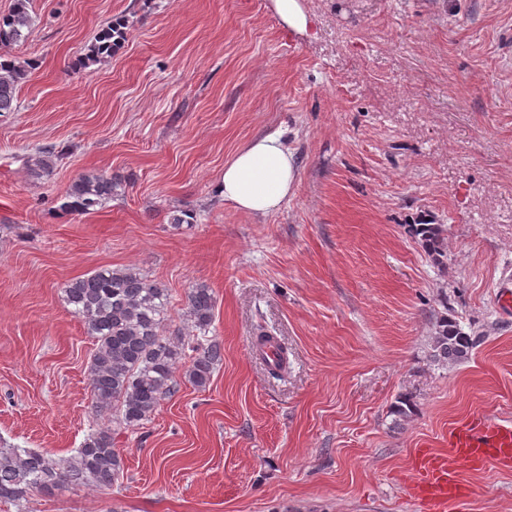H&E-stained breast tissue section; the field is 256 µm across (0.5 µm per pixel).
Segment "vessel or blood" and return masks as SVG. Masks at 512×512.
Segmentation results:
<instances>
[{
	"mask_svg": "<svg viewBox=\"0 0 512 512\" xmlns=\"http://www.w3.org/2000/svg\"><path fill=\"white\" fill-rule=\"evenodd\" d=\"M452 457L474 469L489 462L512 468V422L466 420L449 430L447 452L428 448L417 451L407 494L423 512H447L449 504L468 495L469 488L459 472L448 464Z\"/></svg>",
	"mask_w": 512,
	"mask_h": 512,
	"instance_id": "vessel-or-blood-1",
	"label": "vessel or blood"
}]
</instances>
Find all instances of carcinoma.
I'll return each instance as SVG.
<instances>
[{"label":"carcinoma","mask_w":512,"mask_h":512,"mask_svg":"<svg viewBox=\"0 0 512 512\" xmlns=\"http://www.w3.org/2000/svg\"><path fill=\"white\" fill-rule=\"evenodd\" d=\"M30 0H14L11 10L0 15V47L27 37L32 16ZM127 38V22L117 18L102 28L86 59L111 55ZM37 63L33 59L0 56V114L18 107L21 84ZM66 154L53 145L38 147L27 157L29 174L39 177ZM122 186L117 175L80 174L68 186L60 210L64 214H89L116 195ZM411 233L421 237L429 253L444 254L442 230L437 224H414ZM63 300L83 321L95 341L88 374L92 406L96 413L112 412L115 423L137 429L175 393L176 373L182 372L194 386L203 388L215 366L222 362L221 343L208 338L215 297L210 288L197 284L189 289L183 312L185 331L164 335L168 293L159 283L135 268L102 267L68 281ZM478 336L446 317L439 320L431 338L433 357L446 364L469 359ZM195 356L183 365L185 347ZM124 462L112 448V431L100 428L87 436L81 448L67 457L30 448L0 447V502L23 512L29 494L51 495L67 487L110 486L120 478Z\"/></svg>","instance_id":"cac0c4a2"}]
</instances>
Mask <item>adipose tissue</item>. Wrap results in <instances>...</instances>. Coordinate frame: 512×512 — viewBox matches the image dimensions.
Masks as SVG:
<instances>
[{
  "mask_svg": "<svg viewBox=\"0 0 512 512\" xmlns=\"http://www.w3.org/2000/svg\"><path fill=\"white\" fill-rule=\"evenodd\" d=\"M297 179L295 155L281 134L258 135L225 163L220 192L239 210L265 216L280 209Z\"/></svg>",
  "mask_w": 512,
  "mask_h": 512,
  "instance_id": "1",
  "label": "adipose tissue"
}]
</instances>
